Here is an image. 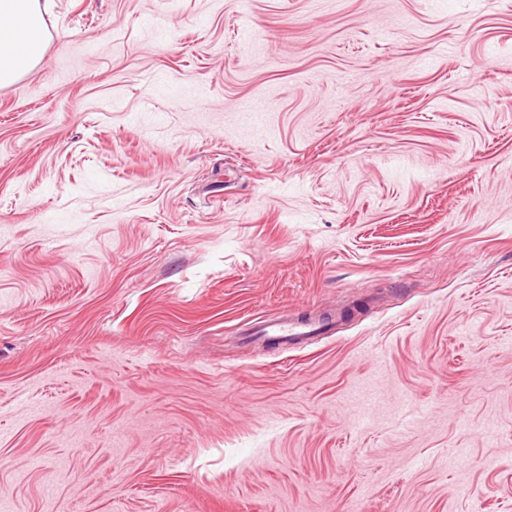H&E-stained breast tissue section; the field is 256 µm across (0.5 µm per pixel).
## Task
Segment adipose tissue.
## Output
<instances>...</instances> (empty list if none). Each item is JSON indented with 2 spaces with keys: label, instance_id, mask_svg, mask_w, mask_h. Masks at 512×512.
<instances>
[{
  "label": "adipose tissue",
  "instance_id": "adipose-tissue-1",
  "mask_svg": "<svg viewBox=\"0 0 512 512\" xmlns=\"http://www.w3.org/2000/svg\"><path fill=\"white\" fill-rule=\"evenodd\" d=\"M46 40L40 0H0V86L34 68Z\"/></svg>",
  "mask_w": 512,
  "mask_h": 512
}]
</instances>
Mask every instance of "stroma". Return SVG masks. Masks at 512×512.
Wrapping results in <instances>:
<instances>
[{"label":"stroma","instance_id":"1","mask_svg":"<svg viewBox=\"0 0 512 512\" xmlns=\"http://www.w3.org/2000/svg\"><path fill=\"white\" fill-rule=\"evenodd\" d=\"M0 87L5 512H512V0H47ZM289 311L306 344L248 340Z\"/></svg>","mask_w":512,"mask_h":512}]
</instances>
